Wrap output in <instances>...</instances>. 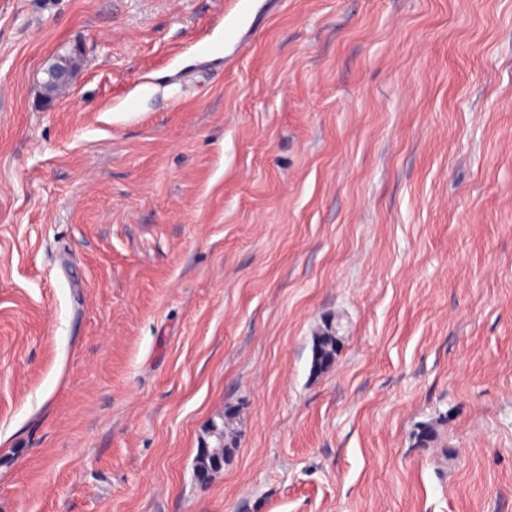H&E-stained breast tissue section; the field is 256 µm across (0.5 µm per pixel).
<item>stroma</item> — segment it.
<instances>
[{"label":"stroma","instance_id":"1","mask_svg":"<svg viewBox=\"0 0 512 512\" xmlns=\"http://www.w3.org/2000/svg\"><path fill=\"white\" fill-rule=\"evenodd\" d=\"M0 512H512V0H0ZM75 57H64L52 64L46 70V79L42 82V95L44 99L51 100L53 97L52 86H69L73 80L77 68V59L80 54L75 52ZM340 347V338L336 336L333 324H327L312 344L311 371L322 372L332 365ZM211 442L212 439L209 438L206 433V438L201 440L200 447L197 448L195 457V473L196 478H199L200 480L205 478L207 473L219 463L218 456L215 454V450L217 448H207V445L211 446Z\"/></svg>","mask_w":512,"mask_h":512}]
</instances>
